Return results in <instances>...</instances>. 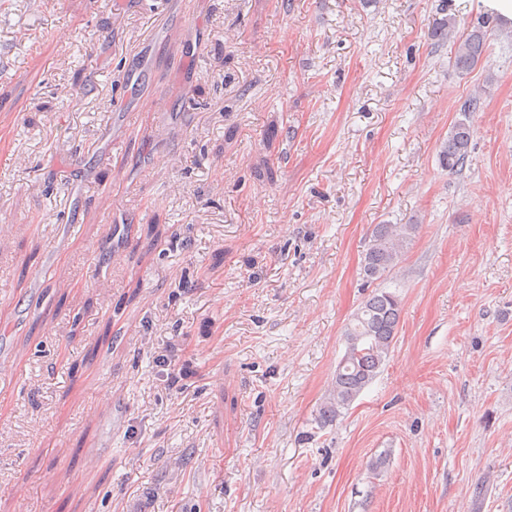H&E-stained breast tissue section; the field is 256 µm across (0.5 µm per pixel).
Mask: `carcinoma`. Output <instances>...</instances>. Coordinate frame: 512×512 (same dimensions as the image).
<instances>
[{
    "instance_id": "carcinoma-1",
    "label": "carcinoma",
    "mask_w": 512,
    "mask_h": 512,
    "mask_svg": "<svg viewBox=\"0 0 512 512\" xmlns=\"http://www.w3.org/2000/svg\"><path fill=\"white\" fill-rule=\"evenodd\" d=\"M445 15L436 20L430 37L438 44L454 45L453 65L461 72L473 70L486 52L488 32L494 19L472 24L466 32L457 30L455 17L446 14L448 0H441ZM481 108L480 98L472 96L461 107L464 119L454 122L439 150L441 166L450 172L461 169L473 138L469 113ZM416 224H377L374 226L361 262V273L368 281L390 273L401 261L405 247L417 232ZM401 305L397 295L381 290L369 296L352 315L345 329V352L336 365L328 396L318 412V422L328 424L359 397L387 360L398 333Z\"/></svg>"
}]
</instances>
